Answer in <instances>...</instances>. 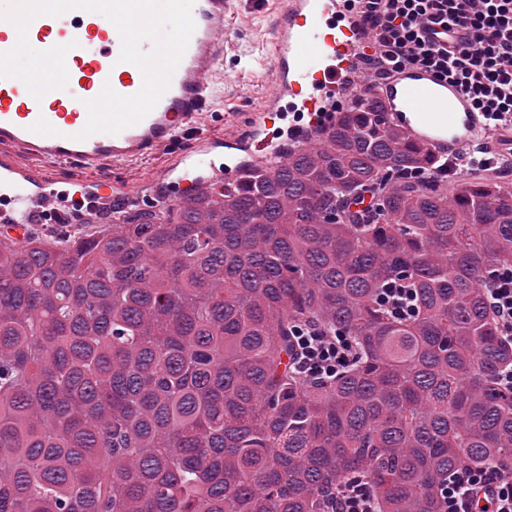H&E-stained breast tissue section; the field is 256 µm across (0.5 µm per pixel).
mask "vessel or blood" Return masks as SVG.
I'll return each instance as SVG.
<instances>
[{"label":"vessel or blood","instance_id":"b4317fda","mask_svg":"<svg viewBox=\"0 0 512 512\" xmlns=\"http://www.w3.org/2000/svg\"><path fill=\"white\" fill-rule=\"evenodd\" d=\"M233 0H195V31L170 85L156 107L138 124L117 134L95 133L84 140L76 135L86 125L87 100L104 85L124 96L142 86L139 69L119 62L121 39L103 15L72 10L58 17L40 16L28 28L29 42L43 48L73 43L65 59L66 89L35 100L20 80L0 78V143L46 161L68 162L97 171L93 186L81 194L111 202L112 178L106 165L144 157L172 144L204 109L216 66L229 44L225 35ZM329 0H287L276 17L271 73L281 96L300 98L311 121H318L326 94L349 83L365 88L371 81L357 59L362 42L354 28L328 30ZM382 92L395 122L437 152H460L484 134L478 113L472 112L458 88L436 82L428 73L407 71L387 81ZM56 128L53 136L31 132L38 118ZM57 190L0 157V222L23 230L53 215L55 222L70 220Z\"/></svg>","mask_w":512,"mask_h":512}]
</instances>
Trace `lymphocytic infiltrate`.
Here are the masks:
<instances>
[{"label": "lymphocytic infiltrate", "mask_w": 512, "mask_h": 512, "mask_svg": "<svg viewBox=\"0 0 512 512\" xmlns=\"http://www.w3.org/2000/svg\"><path fill=\"white\" fill-rule=\"evenodd\" d=\"M373 52L361 58L375 82L422 69L458 87L488 120L498 151L476 148L451 158L441 175L500 172V150L512 145V0H347ZM488 309L504 339L512 340V271L484 285ZM354 358L351 339L315 325L295 333L294 363L308 380L335 376ZM446 512H512V464L462 466L441 490Z\"/></svg>", "instance_id": "obj_1"}]
</instances>
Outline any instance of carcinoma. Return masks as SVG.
Wrapping results in <instances>:
<instances>
[{
  "instance_id": "1",
  "label": "carcinoma",
  "mask_w": 512,
  "mask_h": 512,
  "mask_svg": "<svg viewBox=\"0 0 512 512\" xmlns=\"http://www.w3.org/2000/svg\"><path fill=\"white\" fill-rule=\"evenodd\" d=\"M271 169L56 242L0 234V512H443L461 466L512 461V363L487 276L512 188L406 179L442 154L359 96ZM416 289L399 320L377 292ZM305 322L350 336L325 381ZM354 359L348 336L315 325L297 328L294 364L309 381L335 376ZM332 512H377L374 497L360 480L349 481L336 496Z\"/></svg>"
}]
</instances>
